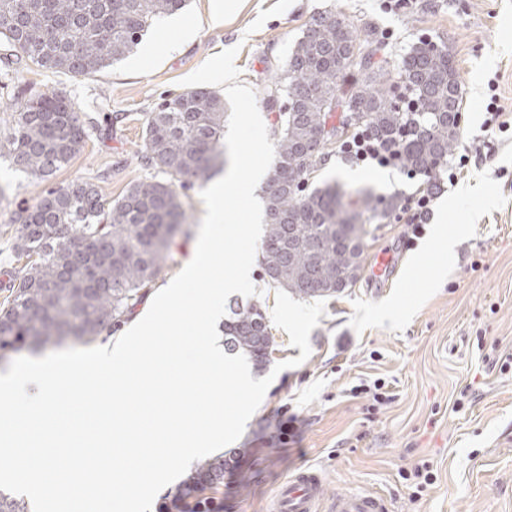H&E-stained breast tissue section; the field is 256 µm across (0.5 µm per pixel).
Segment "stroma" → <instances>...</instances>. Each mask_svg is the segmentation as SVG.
Wrapping results in <instances>:
<instances>
[{
  "mask_svg": "<svg viewBox=\"0 0 512 512\" xmlns=\"http://www.w3.org/2000/svg\"><path fill=\"white\" fill-rule=\"evenodd\" d=\"M221 18H214L216 4ZM330 10L354 24L379 59L396 65L419 37L445 44L462 87L460 150L470 162L444 186L413 245L394 215L365 212L359 280L326 298L301 359L289 336L271 327V364L282 369L231 448V477L207 488L220 512H266L296 470L314 468L324 495H381L389 512H512V370L486 355L512 354V127L484 131L488 81L512 123V0H188L153 20L145 47L89 76L23 65L0 76V139L5 106L42 93L69 97L92 130L81 150L48 182L10 171L0 156V269L14 265V218L46 187L93 179L119 198L153 177L143 166L144 120L160 97L197 87L224 88L217 61L252 88L267 129L276 113L268 96L311 17ZM309 184L334 183L376 200L407 197L424 186L409 177L350 159L337 143ZM187 237L178 239L155 282L168 285L190 257L205 214L199 185H177ZM454 242L444 251L440 237ZM393 258L389 277L374 278L379 254ZM384 382L388 402L375 405L352 387ZM300 419L297 436L280 426ZM428 463L433 482L415 491L404 475Z\"/></svg>",
  "mask_w": 512,
  "mask_h": 512,
  "instance_id": "35a3bbf8",
  "label": "stroma"
}]
</instances>
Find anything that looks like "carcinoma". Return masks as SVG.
I'll return each mask as SVG.
<instances>
[{"instance_id": "obj_1", "label": "carcinoma", "mask_w": 512, "mask_h": 512, "mask_svg": "<svg viewBox=\"0 0 512 512\" xmlns=\"http://www.w3.org/2000/svg\"><path fill=\"white\" fill-rule=\"evenodd\" d=\"M187 0H0V61L23 60L73 76L101 71L132 53L149 21L172 15ZM361 35L327 11L307 25L288 56L284 80L270 95L277 110L275 156L263 192L265 231L259 246L264 274L301 299L351 287L363 268L367 193L347 197L336 184L309 189L326 146L351 125L396 144L401 167L429 187L460 142L461 83L448 47L420 38L397 68L375 60L376 49L351 61ZM363 78L343 88L347 68ZM359 118L329 124L339 111ZM86 120L59 93L12 107L7 154L18 170L42 181L80 151ZM224 100L207 88L164 98L148 113L142 163L170 177L130 185L115 200L84 179L45 190L19 210L12 249L18 265L0 273L8 296L0 303V361L63 342L94 343L112 332L148 294L185 214L173 180L192 174L204 184L220 164ZM92 239L96 250L73 251L68 239ZM224 352L242 354L256 370L269 362V325L262 305L227 306ZM232 452L198 465L214 484Z\"/></svg>"}]
</instances>
